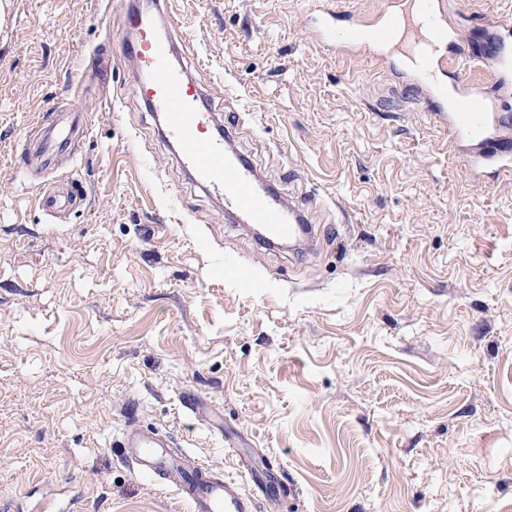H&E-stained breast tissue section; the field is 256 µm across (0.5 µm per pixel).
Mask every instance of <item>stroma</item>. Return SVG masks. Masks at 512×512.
Instances as JSON below:
<instances>
[{
	"instance_id": "obj_1",
	"label": "stroma",
	"mask_w": 512,
	"mask_h": 512,
	"mask_svg": "<svg viewBox=\"0 0 512 512\" xmlns=\"http://www.w3.org/2000/svg\"><path fill=\"white\" fill-rule=\"evenodd\" d=\"M318 0H174L168 36L263 182L316 224L260 246L185 173L103 0H0V512H180L114 438L126 413L258 512H512V182L469 180L372 58L301 24ZM474 52L512 0H450ZM54 99L89 130L50 217L17 156ZM206 243L195 247L196 240ZM235 259L261 280L215 278Z\"/></svg>"
}]
</instances>
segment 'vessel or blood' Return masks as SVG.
I'll use <instances>...</instances> for the list:
<instances>
[{
	"label": "vessel or blood",
	"instance_id": "b4317fda",
	"mask_svg": "<svg viewBox=\"0 0 512 512\" xmlns=\"http://www.w3.org/2000/svg\"><path fill=\"white\" fill-rule=\"evenodd\" d=\"M131 32L130 55L139 73L138 92L162 117V132L179 150L181 167L206 190L224 201L234 220L264 228L265 245L292 246L308 240L312 228L301 210L282 196L265 192L257 172L237 158L230 137L211 135L215 119L197 85L173 62L172 46L159 24V12L142 10L137 0H123ZM490 49L474 56L454 36L447 0H376L366 13L317 8L304 21L307 34L342 59L368 55L388 66L409 85L447 130L441 147L459 156L472 180L512 178V122L499 102L512 98V16H489L484 23ZM452 73L455 90L442 77ZM61 103L43 108L36 144L39 166L25 175L37 186L52 169V157L76 133L80 121L62 119ZM73 193L39 191L36 205L55 213L73 205ZM119 447L142 478L163 479L169 441L153 429L130 421ZM187 512H256L254 494L237 481L213 477L208 466L193 464L174 484Z\"/></svg>",
	"mask_w": 512,
	"mask_h": 512
}]
</instances>
